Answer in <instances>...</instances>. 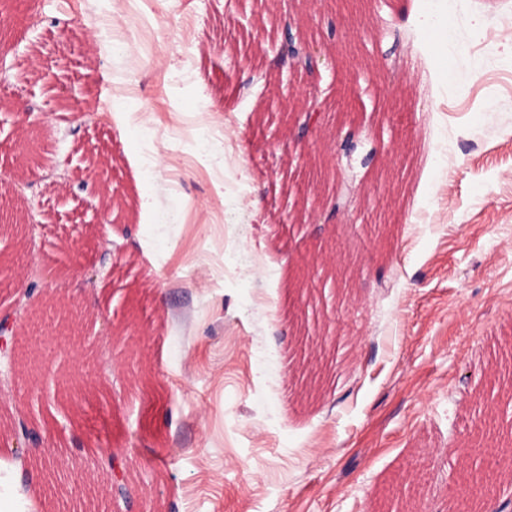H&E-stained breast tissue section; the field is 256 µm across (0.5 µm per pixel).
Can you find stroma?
Listing matches in <instances>:
<instances>
[{
	"instance_id": "35a3bbf8",
	"label": "stroma",
	"mask_w": 512,
	"mask_h": 512,
	"mask_svg": "<svg viewBox=\"0 0 512 512\" xmlns=\"http://www.w3.org/2000/svg\"><path fill=\"white\" fill-rule=\"evenodd\" d=\"M25 0L0 56V503L10 512H448L487 390L512 398V0ZM448 37V54L434 46ZM308 37L337 143H298L270 66ZM126 43L130 52L113 47ZM94 80L83 84V74ZM132 117H124L123 108ZM41 164L32 180L20 143ZM101 160L112 183L98 224ZM356 194L311 215L316 160ZM151 211H143V195ZM363 275L341 339L288 367L299 268ZM27 418L39 451L19 453ZM112 449L127 495L100 462ZM56 460L46 472L42 451ZM14 322L13 319L4 315L0 317V370L2 365V358L9 366L11 364L12 352L14 348Z\"/></svg>"
}]
</instances>
